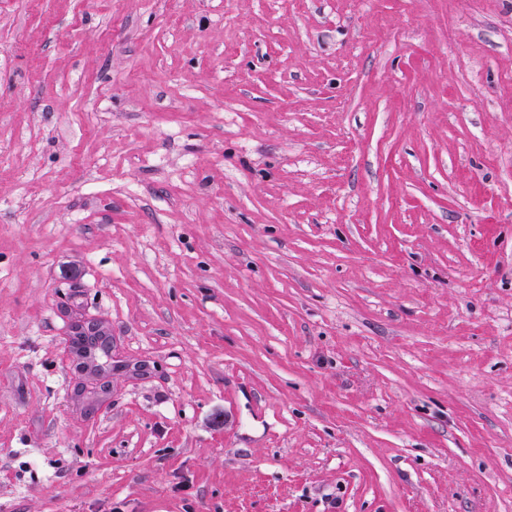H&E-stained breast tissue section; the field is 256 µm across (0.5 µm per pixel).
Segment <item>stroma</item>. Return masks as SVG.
Here are the masks:
<instances>
[{"label":"stroma","mask_w":512,"mask_h":512,"mask_svg":"<svg viewBox=\"0 0 512 512\" xmlns=\"http://www.w3.org/2000/svg\"><path fill=\"white\" fill-rule=\"evenodd\" d=\"M0 512H512V0H0Z\"/></svg>","instance_id":"obj_1"}]
</instances>
